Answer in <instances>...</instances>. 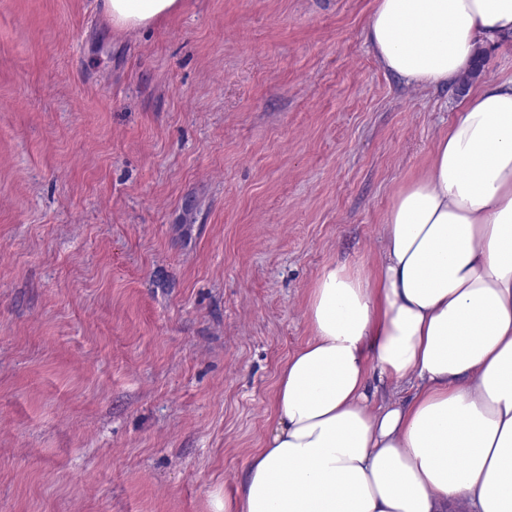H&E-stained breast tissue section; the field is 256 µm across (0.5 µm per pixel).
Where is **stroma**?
Masks as SVG:
<instances>
[{
	"label": "stroma",
	"mask_w": 512,
	"mask_h": 512,
	"mask_svg": "<svg viewBox=\"0 0 512 512\" xmlns=\"http://www.w3.org/2000/svg\"><path fill=\"white\" fill-rule=\"evenodd\" d=\"M100 2L0 0V512H224L464 90L381 68L376 0ZM104 13L117 27L149 26L170 15L179 0H102Z\"/></svg>",
	"instance_id": "stroma-1"
}]
</instances>
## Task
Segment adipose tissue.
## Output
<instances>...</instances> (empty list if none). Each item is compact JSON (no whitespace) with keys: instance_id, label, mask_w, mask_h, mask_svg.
<instances>
[{"instance_id":"adipose-tissue-1","label":"adipose tissue","mask_w":512,"mask_h":512,"mask_svg":"<svg viewBox=\"0 0 512 512\" xmlns=\"http://www.w3.org/2000/svg\"><path fill=\"white\" fill-rule=\"evenodd\" d=\"M178 6L102 2L122 28ZM511 36L512 0H376L366 29L382 68L423 89ZM380 234L375 268L311 288V337L224 512H512V79L465 96Z\"/></svg>"}]
</instances>
